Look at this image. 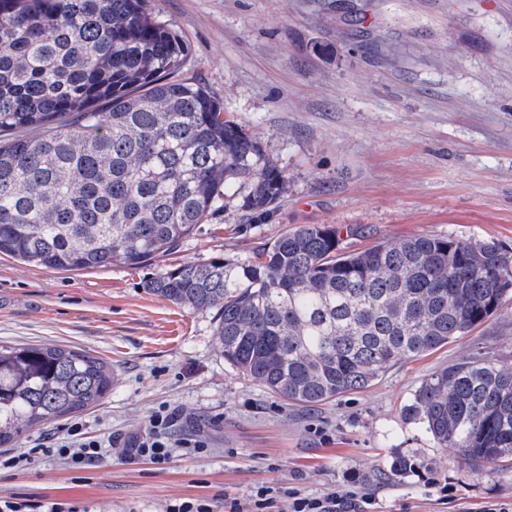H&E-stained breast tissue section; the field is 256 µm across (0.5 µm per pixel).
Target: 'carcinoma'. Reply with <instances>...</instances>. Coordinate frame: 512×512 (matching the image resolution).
Segmentation results:
<instances>
[{"label": "carcinoma", "instance_id": "carcinoma-1", "mask_svg": "<svg viewBox=\"0 0 512 512\" xmlns=\"http://www.w3.org/2000/svg\"><path fill=\"white\" fill-rule=\"evenodd\" d=\"M189 54L148 0H0V255L60 271L151 267L229 197L260 224L287 193L220 98L178 77ZM307 224L245 260L159 268L145 288L214 312L224 361L291 404L368 388L468 335L512 292V252L430 235L345 251ZM106 364L0 345V446L101 403ZM479 470L512 460V369L450 364L405 408Z\"/></svg>", "mask_w": 512, "mask_h": 512}]
</instances>
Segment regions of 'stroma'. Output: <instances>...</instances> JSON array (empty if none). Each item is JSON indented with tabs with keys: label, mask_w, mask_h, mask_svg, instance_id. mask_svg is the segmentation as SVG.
Here are the masks:
<instances>
[{
	"label": "stroma",
	"mask_w": 512,
	"mask_h": 512,
	"mask_svg": "<svg viewBox=\"0 0 512 512\" xmlns=\"http://www.w3.org/2000/svg\"><path fill=\"white\" fill-rule=\"evenodd\" d=\"M150 0L205 86L288 180L263 224L227 205L162 265L245 259L304 224L355 228L356 250L437 235L512 249V0ZM148 267L64 272L0 256V344H54L104 360L117 382L80 413L123 447L160 405L176 437L210 443L165 465L112 456L85 470L36 457L0 471V498L75 500L91 512H167L258 485L311 495L360 488L372 512H482L512 503V462L474 471L403 414L438 368L480 356L512 368V297L467 336L400 360L327 404H286L225 363L212 312L148 293ZM419 467L383 480L397 458ZM214 497L198 495L176 501L169 512H214Z\"/></svg>",
	"instance_id": "35a3bbf8"
}]
</instances>
